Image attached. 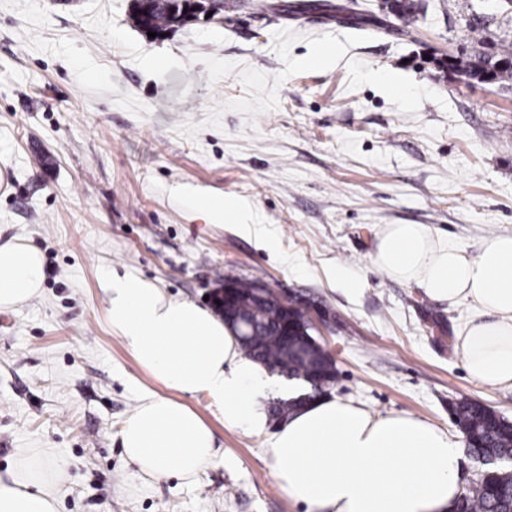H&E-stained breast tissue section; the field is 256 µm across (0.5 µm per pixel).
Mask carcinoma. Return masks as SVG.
<instances>
[{"instance_id":"obj_1","label":"carcinoma","mask_w":512,"mask_h":512,"mask_svg":"<svg viewBox=\"0 0 512 512\" xmlns=\"http://www.w3.org/2000/svg\"><path fill=\"white\" fill-rule=\"evenodd\" d=\"M396 15L404 20V27L396 30L400 35H409L419 5L415 0H398ZM180 8L169 0L163 7H156L149 16L133 13L134 24L142 28L149 26L162 33L172 26L170 14ZM465 71L479 69L491 60H511L512 46L505 43L498 47L474 52L466 57ZM233 281L240 296V317L245 331H254L252 336L240 338L245 354L269 370H277L290 378L302 380L311 386L325 389L336 379V366L328 364L299 336L288 337L280 333L285 309L301 305V301L290 297L288 303H262L256 299L255 281L234 275L224 276ZM302 403L289 398L281 399L270 407L271 415L286 420L297 413ZM455 423L466 430L472 439L467 453L485 462L512 459V421L506 420L496 411L472 400H461L452 406ZM457 512H512V470L505 467L490 468L480 474L478 480L466 490L457 505Z\"/></svg>"}]
</instances>
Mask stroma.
<instances>
[{
  "mask_svg": "<svg viewBox=\"0 0 512 512\" xmlns=\"http://www.w3.org/2000/svg\"><path fill=\"white\" fill-rule=\"evenodd\" d=\"M132 0H0V242L37 246L39 293L0 309V473L47 452L57 512H305L276 483L265 436L226 429L199 482L145 480L120 443L143 390L174 397L112 333L102 271L203 304L227 274L318 303L332 397L407 412L463 443L449 409L512 419L457 346L477 312L390 278L386 224H426L475 253L512 231V81L448 70L512 43L496 0H418L412 36L382 0H224L151 38ZM236 198L255 227L194 205Z\"/></svg>",
  "mask_w": 512,
  "mask_h": 512,
  "instance_id": "obj_1",
  "label": "stroma"
}]
</instances>
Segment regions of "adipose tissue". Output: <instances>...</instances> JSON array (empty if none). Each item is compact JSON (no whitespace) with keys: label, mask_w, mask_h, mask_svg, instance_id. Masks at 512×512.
Returning a JSON list of instances; mask_svg holds the SVG:
<instances>
[{"label":"adipose tissue","mask_w":512,"mask_h":512,"mask_svg":"<svg viewBox=\"0 0 512 512\" xmlns=\"http://www.w3.org/2000/svg\"><path fill=\"white\" fill-rule=\"evenodd\" d=\"M373 260L434 299L463 300L479 311L458 339L465 368L480 384L512 388V232L483 240L472 257L428 225L386 224ZM43 278L37 247L0 245V308L30 300ZM100 285L107 321L139 367L169 389L211 397L225 428L266 435L275 480L306 512H454L463 450L442 430L409 414L374 415L323 397L268 433L259 400L270 376L241 354L222 321L140 278L106 271ZM120 438L126 458L152 480L175 470L192 483L224 460L196 411L155 393L141 396ZM63 487L59 468L23 452L0 476V512H56Z\"/></svg>","instance_id":"obj_1"}]
</instances>
